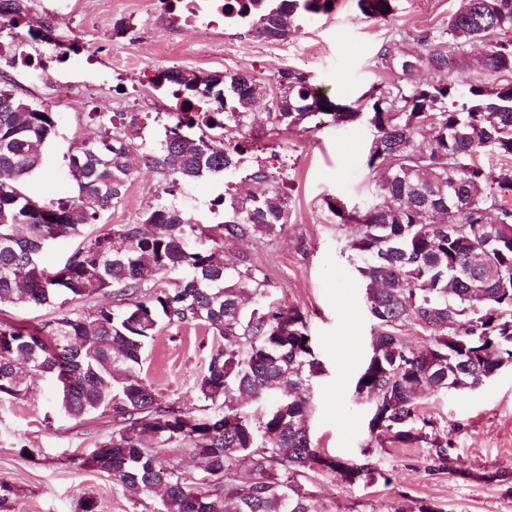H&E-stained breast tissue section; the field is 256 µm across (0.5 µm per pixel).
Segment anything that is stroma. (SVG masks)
<instances>
[{
	"label": "stroma",
	"mask_w": 512,
	"mask_h": 512,
	"mask_svg": "<svg viewBox=\"0 0 512 512\" xmlns=\"http://www.w3.org/2000/svg\"><path fill=\"white\" fill-rule=\"evenodd\" d=\"M28 16L53 23L59 39L77 54L42 70L14 68L5 75L18 98L57 115L56 134L45 146V165L27 185L33 197L68 196L73 182L69 152L100 133L91 113L138 114L132 143L144 148L157 140L172 115V102L151 79L170 67L196 72L252 75L273 94L281 71L309 73L323 92L347 105L375 85L397 84L394 72L378 67L376 56L394 33L433 31L448 18L455 0H399L387 22L363 18L357 0H337L334 10L300 22L285 42H268L246 28L221 23L197 32L174 20L168 0H26ZM125 33H117V25ZM254 148L229 181L239 194L257 191L249 178L257 158L271 151L288 158L283 178L291 208L287 226L272 237H227L230 263L258 268L269 296L300 310L312 336L322 372L309 390L307 425L312 443L344 461L371 455L382 477L346 485L331 474H315L306 487L329 512H385L388 502L407 496L432 503L441 512H512V492L488 481L491 473L512 477V366L480 388L425 395L420 407L447 440L466 477L435 471L426 442H393L370 433L372 407L355 392V382L371 349L373 321L365 285L355 272L348 241L351 226L337 224L325 197L353 210L382 203L379 180L367 166L374 136L363 121L308 131L297 126L277 133L264 109L248 120ZM227 179L181 183L178 199L194 222L215 225L224 209L214 199ZM164 179L149 168L135 173L121 203L90 233L138 220L161 193ZM212 339L200 328L163 326L145 352L142 378L160 402L187 411L200 405L195 382L205 369ZM114 429L111 414L80 419L57 407L53 385L34 377L27 400L0 398V512H150L153 500L114 486L86 460Z\"/></svg>",
	"instance_id": "stroma-1"
}]
</instances>
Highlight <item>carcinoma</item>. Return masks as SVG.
<instances>
[{
  "mask_svg": "<svg viewBox=\"0 0 512 512\" xmlns=\"http://www.w3.org/2000/svg\"><path fill=\"white\" fill-rule=\"evenodd\" d=\"M25 0H0V26H25ZM335 0H224V22L255 37L286 41L292 23L327 14ZM398 0H357L366 19L386 20ZM420 50L411 52L408 41ZM483 46L481 78L466 83L465 47ZM400 71L403 84L374 87L362 112L330 99L300 71L280 74L275 130L304 122L366 120L375 130L367 165L380 180L384 203L350 211L339 198L325 204L341 224L356 227L349 248L366 285L375 323L371 352L355 390L372 404L371 433L397 443L428 438L433 423L420 398L448 384L475 389L504 363L512 365V0H456L436 31L404 32L377 55ZM174 83L184 103L203 101L201 125L174 113L155 148L133 151L128 139L137 117L115 125L96 112L99 137L69 155L73 195L48 204L24 192L43 162L55 130L54 113L32 107L0 84V307L49 306L58 317L33 328L0 322V397L27 399L40 375L56 389L61 411L80 419L110 412L118 424L88 458L124 488L160 494L153 512H329L300 478L334 474L354 485L378 474L369 453L341 461L316 448L305 425L306 390L322 372L304 315L268 300L266 278L248 265L217 255L224 236L271 235L288 224V194L269 183L257 162L249 178L267 184L240 199L229 192L224 222L202 226L179 203L178 185L206 175L234 173L253 148L245 135L229 138L225 116L243 127L253 107L252 77L241 73L162 71L156 89ZM155 167L167 187L137 222L87 234L123 197L142 166ZM79 238V248L50 271L46 244ZM246 292L260 299L248 309ZM99 293L112 304L81 313L64 310ZM412 320L433 336L414 349L399 334ZM192 324L214 338L206 369L196 381L203 410L165 406L140 377L146 346L165 324ZM371 382H366V379ZM194 450L199 477L188 483L167 467L158 449ZM430 453L441 471L448 443L436 437ZM244 466L242 481L235 468ZM386 512H440L415 500L395 499Z\"/></svg>",
  "mask_w": 512,
  "mask_h": 512,
  "instance_id": "cac0c4a2",
  "label": "carcinoma"
}]
</instances>
